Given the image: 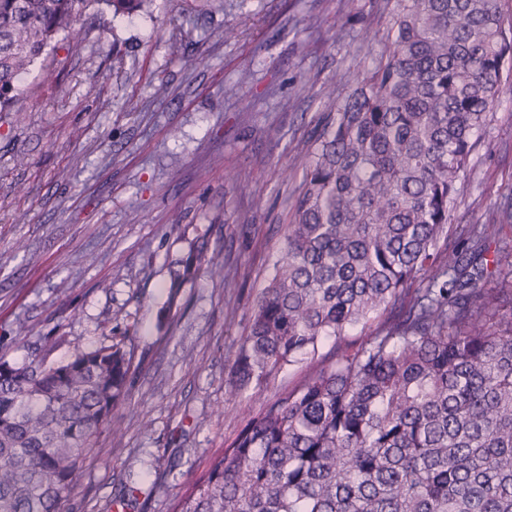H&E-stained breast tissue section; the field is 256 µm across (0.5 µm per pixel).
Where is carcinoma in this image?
<instances>
[{"label": "carcinoma", "instance_id": "cac0c4a2", "mask_svg": "<svg viewBox=\"0 0 512 512\" xmlns=\"http://www.w3.org/2000/svg\"><path fill=\"white\" fill-rule=\"evenodd\" d=\"M155 0H0V112L89 8ZM388 49L325 117L275 275L232 364L234 400L318 354L264 404L173 512H512V269L491 244L512 203L448 246L458 182L512 61L503 0H390ZM171 263L168 301L200 262ZM419 287L414 288V281ZM378 321L358 346L351 328ZM121 342L59 363L0 362V512H59L125 396Z\"/></svg>", "mask_w": 512, "mask_h": 512}]
</instances>
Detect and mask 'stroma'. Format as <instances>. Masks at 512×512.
<instances>
[{"label":"stroma","instance_id":"stroma-1","mask_svg":"<svg viewBox=\"0 0 512 512\" xmlns=\"http://www.w3.org/2000/svg\"><path fill=\"white\" fill-rule=\"evenodd\" d=\"M386 0H157L152 16L87 13L0 112V358L123 341L130 386L62 512H170L310 363L227 401L231 359L275 273L323 117L388 46ZM66 87L43 82L42 68ZM463 180L452 237L512 202V79ZM249 176L251 194L238 188ZM198 239L237 268H200L167 306L170 263ZM152 418L144 427L143 415Z\"/></svg>","mask_w":512,"mask_h":512}]
</instances>
